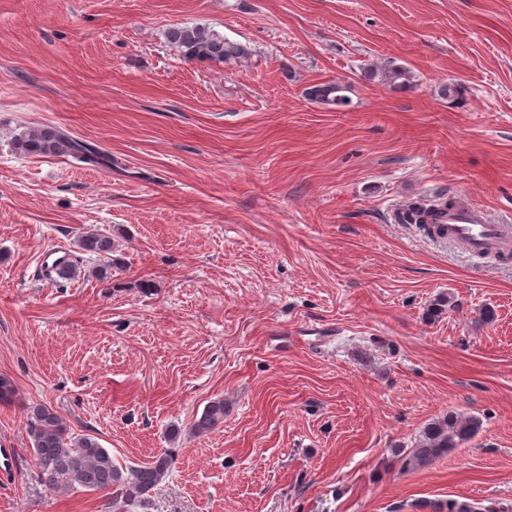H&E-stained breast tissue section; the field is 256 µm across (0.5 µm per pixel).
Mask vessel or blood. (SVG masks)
<instances>
[{
    "label": "vessel or blood",
    "mask_w": 512,
    "mask_h": 512,
    "mask_svg": "<svg viewBox=\"0 0 512 512\" xmlns=\"http://www.w3.org/2000/svg\"><path fill=\"white\" fill-rule=\"evenodd\" d=\"M435 223L444 226L449 238L477 253H497L512 248V228L492 223L479 207L441 209L434 213Z\"/></svg>",
    "instance_id": "vessel-or-blood-1"
}]
</instances>
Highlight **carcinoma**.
I'll list each match as a JSON object with an SVG mask.
<instances>
[{"label": "carcinoma", "mask_w": 512, "mask_h": 512, "mask_svg": "<svg viewBox=\"0 0 512 512\" xmlns=\"http://www.w3.org/2000/svg\"><path fill=\"white\" fill-rule=\"evenodd\" d=\"M165 38L190 61L224 63L250 57L252 49L234 42L209 25L178 24L165 31ZM385 78L398 89L412 86L410 71L395 63L384 71ZM349 85L341 81L314 84L305 96L316 103L344 107L350 99ZM14 149L26 156L72 157L92 167H112V156L102 148L70 136L62 129L44 125L27 128L14 136ZM428 205L415 202L408 206L402 220L419 224L429 235L443 236L435 224L424 223ZM80 250L106 258L97 269L101 279L112 278V236L99 231L89 232L78 239ZM28 421L32 437L34 458L41 481L54 488L80 489L99 492L106 496L107 512H127V507L150 502V492L168 475L173 456L163 452L149 463L122 469L118 467L108 449L91 437L73 438L67 424L50 406L41 404L30 408ZM224 424V401L211 402L194 423L198 434H207ZM482 431V421L450 411L429 423L423 430L416 448L404 460L407 468L423 467L447 455L474 439Z\"/></svg>", "instance_id": "1"}]
</instances>
